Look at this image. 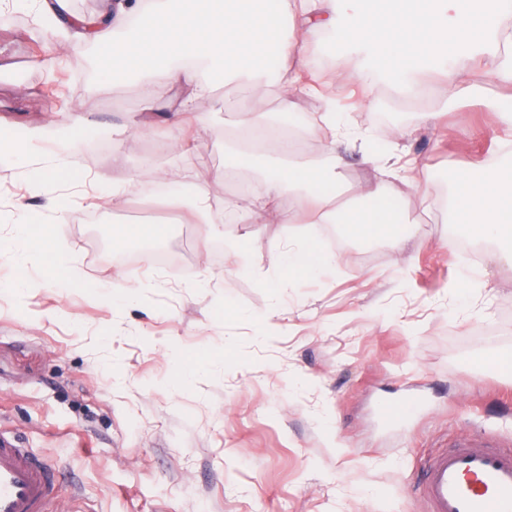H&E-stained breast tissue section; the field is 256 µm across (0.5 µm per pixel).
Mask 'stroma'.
I'll return each instance as SVG.
<instances>
[{
  "label": "stroma",
  "instance_id": "stroma-1",
  "mask_svg": "<svg viewBox=\"0 0 512 512\" xmlns=\"http://www.w3.org/2000/svg\"><path fill=\"white\" fill-rule=\"evenodd\" d=\"M46 21L0 9V131L31 137L32 157L0 160V237L14 207L41 213L46 234L76 256L80 276L0 257V426L56 465L73 492L56 512H427L412 490L423 457L479 427L512 448V264L458 245L445 201L456 172L503 159L512 129L490 102L512 108L493 80L469 99L422 73L425 94L386 84L364 94L361 58L330 32L306 34L313 78H335L349 122L370 142L414 158L429 200L392 180L393 225L407 241L348 238L313 224L309 240L339 264L307 275L274 271L286 225L196 224L168 200L163 173L193 168L216 205L262 189L265 166L231 169L224 121L275 120L301 160L327 163L340 144L307 91L281 113L279 94L219 85L173 146L166 115L181 94L158 74L107 79L99 46L46 34ZM75 132L71 166L40 168L52 129ZM116 185L128 186L122 198ZM154 225L176 249L157 266L110 261L114 231ZM210 270L208 287L196 285ZM25 281L21 293L8 285ZM476 288L461 289V282ZM144 282L120 300L110 285ZM497 353L501 362L480 363ZM398 416L384 424L380 407Z\"/></svg>",
  "mask_w": 512,
  "mask_h": 512
}]
</instances>
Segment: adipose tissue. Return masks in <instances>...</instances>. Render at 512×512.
I'll return each mask as SVG.
<instances>
[{
  "label": "adipose tissue",
  "instance_id": "1",
  "mask_svg": "<svg viewBox=\"0 0 512 512\" xmlns=\"http://www.w3.org/2000/svg\"><path fill=\"white\" fill-rule=\"evenodd\" d=\"M35 6L51 28L68 30L73 44L98 43L97 67L103 74L157 73L183 88L180 109L169 117L175 131L183 113L209 91L196 78L203 62L224 81H249L252 93L262 96L272 84L264 77L268 56L289 58L286 76L274 84L281 111H290L301 89V73L309 67L296 46L310 28L334 29L340 49L370 57L363 78L369 87L391 80L401 94L410 96L417 90L418 73L431 67L446 74L454 98L466 99L477 85L456 70L463 59L480 60L499 86L512 87V0H280L276 5L271 0H105L96 21L73 29L60 17L59 0H36ZM278 154L261 200L278 203L280 223L339 224L360 239L389 240L396 255H403V240L391 231L386 179L420 186L414 164L392 152L381 153L374 179L349 186L356 201L345 205L328 192L345 167L343 156L323 165L298 161L288 137L279 139ZM15 209L7 254L21 264L54 259L65 279L77 278L69 249L49 242L24 203ZM448 213L452 223L496 243L498 258L512 261V162L458 174ZM337 261V256L305 243L277 251L273 265L304 273Z\"/></svg>",
  "mask_w": 512,
  "mask_h": 512
}]
</instances>
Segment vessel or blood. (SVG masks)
<instances>
[{
	"mask_svg": "<svg viewBox=\"0 0 512 512\" xmlns=\"http://www.w3.org/2000/svg\"><path fill=\"white\" fill-rule=\"evenodd\" d=\"M414 488L428 512H512V448L471 431L428 456ZM64 494L55 466L0 430V512H54Z\"/></svg>",
	"mask_w": 512,
	"mask_h": 512,
	"instance_id": "1",
	"label": "vessel or blood"
}]
</instances>
